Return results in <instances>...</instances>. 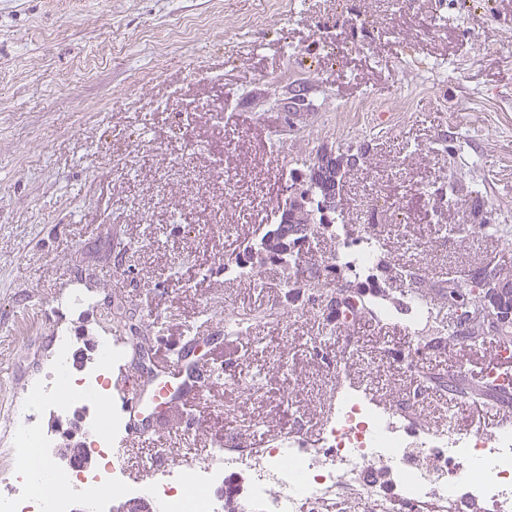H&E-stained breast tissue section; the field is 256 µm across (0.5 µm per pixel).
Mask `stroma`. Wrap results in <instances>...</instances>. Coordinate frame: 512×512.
<instances>
[{
  "label": "stroma",
  "mask_w": 512,
  "mask_h": 512,
  "mask_svg": "<svg viewBox=\"0 0 512 512\" xmlns=\"http://www.w3.org/2000/svg\"><path fill=\"white\" fill-rule=\"evenodd\" d=\"M303 79L321 107L298 134L269 132L267 99ZM368 95L403 110L349 111ZM321 144L365 148L338 207L356 229L376 225L386 261L412 264L427 286L491 258L512 266L510 242L442 237L439 224H472L471 207L438 219L431 197L453 179L482 183L488 206L512 213V0H0V496L12 491L14 408L55 336L76 353L117 339L106 393L117 418L142 361L133 324H154L150 349L191 331L226 358L192 432L171 410L158 437L131 438L125 482L229 440L315 441L349 388L428 429H489L482 406L435 390L413 400L407 312L340 330L286 304L275 267L225 277L223 260L283 203L292 164ZM273 310L279 321L225 337V313ZM492 354L447 344L418 365L472 383Z\"/></svg>",
  "instance_id": "obj_1"
}]
</instances>
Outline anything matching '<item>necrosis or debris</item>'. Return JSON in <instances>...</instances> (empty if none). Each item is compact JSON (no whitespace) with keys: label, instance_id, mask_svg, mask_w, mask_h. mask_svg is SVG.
<instances>
[{"label":"necrosis or debris","instance_id":"1","mask_svg":"<svg viewBox=\"0 0 512 512\" xmlns=\"http://www.w3.org/2000/svg\"><path fill=\"white\" fill-rule=\"evenodd\" d=\"M53 376L19 410L14 429L18 463L15 492L0 497V512H67L65 497L45 500L31 489V462L40 460L46 437L33 424L52 398ZM355 392L337 395L316 447L293 440L277 448L226 444L223 457L192 462L154 479L136 482L127 494L154 501L158 512H222L212 486L225 474L252 469V493L264 512H327L330 504L356 500L361 512H404L434 506L437 512H512V428L487 435L456 436L453 428L417 430L399 424ZM190 484L191 501L176 498L175 484Z\"/></svg>","mask_w":512,"mask_h":512}]
</instances>
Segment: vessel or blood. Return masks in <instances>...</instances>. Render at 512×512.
I'll use <instances>...</instances> for the list:
<instances>
[{
	"mask_svg": "<svg viewBox=\"0 0 512 512\" xmlns=\"http://www.w3.org/2000/svg\"><path fill=\"white\" fill-rule=\"evenodd\" d=\"M213 372L208 362H193L179 351L158 355L151 378L134 375L126 383L122 409L128 416V436L154 435L157 431L156 409L190 410L201 399L205 382ZM480 378L505 387L512 385V356L495 352L492 365L481 373Z\"/></svg>",
	"mask_w": 512,
	"mask_h": 512,
	"instance_id": "vessel-or-blood-1",
	"label": "vessel or blood"
}]
</instances>
